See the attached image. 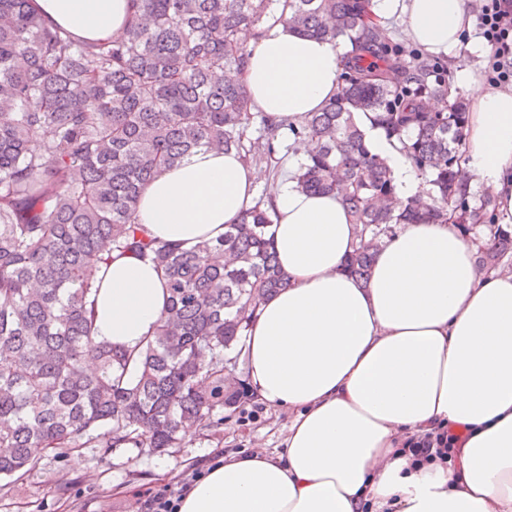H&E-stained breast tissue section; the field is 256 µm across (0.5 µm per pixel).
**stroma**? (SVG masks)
<instances>
[{
  "instance_id": "35a3bbf8",
  "label": "stroma",
  "mask_w": 512,
  "mask_h": 512,
  "mask_svg": "<svg viewBox=\"0 0 512 512\" xmlns=\"http://www.w3.org/2000/svg\"><path fill=\"white\" fill-rule=\"evenodd\" d=\"M246 140L254 144L252 164L264 168L266 180L256 190L268 199L284 175L292 144L281 139L275 154H268L262 113H254ZM287 411L261 408L249 420L226 412L218 429L196 433L180 447L165 453L144 454L136 448H77L72 457L46 456L22 476L0 479V512H134L143 505L147 490L176 484L201 461L217 451L271 454L284 449L288 436ZM80 457L84 468L72 465Z\"/></svg>"
}]
</instances>
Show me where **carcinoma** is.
I'll use <instances>...</instances> for the list:
<instances>
[{
  "label": "carcinoma",
  "mask_w": 512,
  "mask_h": 512,
  "mask_svg": "<svg viewBox=\"0 0 512 512\" xmlns=\"http://www.w3.org/2000/svg\"><path fill=\"white\" fill-rule=\"evenodd\" d=\"M127 29L86 43L46 24L30 0H0V476L34 468L48 451L177 448L224 424L243 384L238 361L260 302L288 286L272 240V206L256 202L224 237L191 250L152 239L135 221L144 186L202 148L248 153L252 105L238 76V33L280 15L298 33L350 45L342 85L320 112L282 130L308 146L295 174L335 193L361 226L346 262L360 280L400 224L483 218L480 267L512 256L496 204L471 202L458 167L466 112L424 62H405L371 20L370 0H133ZM432 96L438 110L426 112ZM428 179L404 199L371 152L357 113ZM114 251L150 259L168 306L135 350L94 336L90 302ZM93 362L89 374L84 365Z\"/></svg>",
  "instance_id": "carcinoma-1"
}]
</instances>
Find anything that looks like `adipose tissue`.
Segmentation results:
<instances>
[{"instance_id":"obj_1","label":"adipose tissue","mask_w":512,"mask_h":512,"mask_svg":"<svg viewBox=\"0 0 512 512\" xmlns=\"http://www.w3.org/2000/svg\"><path fill=\"white\" fill-rule=\"evenodd\" d=\"M130 0H31L50 25L104 42L128 24ZM377 20L400 19L432 55L472 37V0H372ZM239 76L273 123L301 121L337 94L344 51L279 19L240 33ZM462 170L512 218V85L470 77ZM401 197L427 182L398 143L369 131ZM235 151L199 150L140 194L151 237L191 249L239 223L263 181ZM269 234L287 288L265 298L247 332L253 402L288 409L279 457L238 453L207 468L179 512H512V274L479 272L455 221L404 224L375 255L368 281L345 264L360 240L333 194L281 181ZM168 302L150 261L113 252L93 295L95 335L132 349L152 335ZM443 425L458 435L455 462L415 465L404 441Z\"/></svg>"}]
</instances>
